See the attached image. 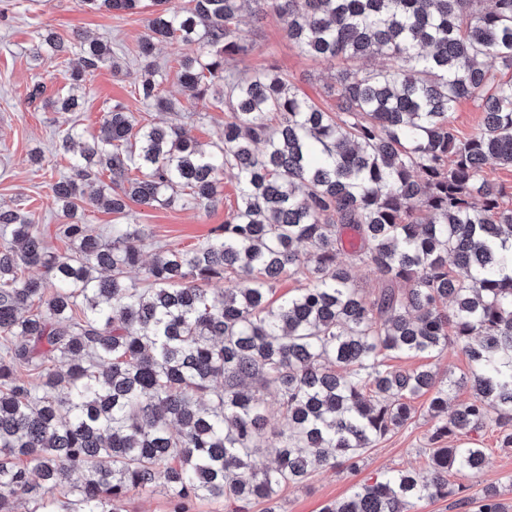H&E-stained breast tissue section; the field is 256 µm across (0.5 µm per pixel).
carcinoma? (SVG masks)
Returning a JSON list of instances; mask_svg holds the SVG:
<instances>
[{"mask_svg":"<svg viewBox=\"0 0 512 512\" xmlns=\"http://www.w3.org/2000/svg\"><path fill=\"white\" fill-rule=\"evenodd\" d=\"M91 11L136 13L143 0H82ZM275 15L300 52L336 68L325 93L336 111L301 96L283 73L228 67L252 47L238 26L244 4ZM139 49L142 103L168 112L156 45L203 51L178 61L193 99L229 112L206 152L177 124L141 125L108 109L98 131L58 139L71 176L51 186L71 222L70 244L50 250L37 225L0 206V512H123L132 492L162 485L177 502L222 499L247 512L284 485L364 452L413 418L432 393L437 418L449 396L473 398L438 421L431 440L466 434L489 413L512 420V207L485 170L512 166V0H151ZM50 55L71 92L45 105L76 112L74 93L111 47L77 35L37 34L31 59ZM383 57L387 68L359 65ZM480 102L483 121L457 135L452 114ZM237 207L191 249L143 261L148 232L114 224L103 238L77 219L82 185L124 215L145 207H207L224 173ZM354 260L386 287L370 298L338 262L343 230ZM40 267L43 279L21 267ZM142 271L131 280L128 271ZM284 276L307 285L274 298ZM224 282L218 294L208 286ZM455 346L469 373L439 380L390 366L392 354L434 358ZM222 390H215V384ZM284 428L276 457L261 448L267 397ZM485 453L437 448L433 475L391 473L324 512H412L455 493L448 472L474 476ZM478 512H503L484 490Z\"/></svg>","mask_w":512,"mask_h":512,"instance_id":"carcinoma-1","label":"carcinoma"}]
</instances>
